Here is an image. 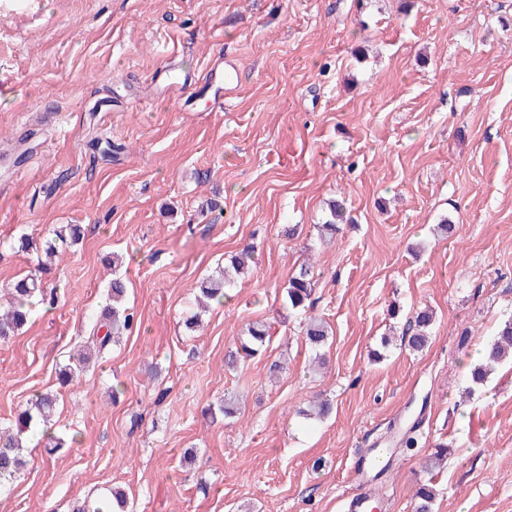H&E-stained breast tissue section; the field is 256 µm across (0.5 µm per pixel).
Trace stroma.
Here are the masks:
<instances>
[{"label": "stroma", "instance_id": "obj_1", "mask_svg": "<svg viewBox=\"0 0 512 512\" xmlns=\"http://www.w3.org/2000/svg\"><path fill=\"white\" fill-rule=\"evenodd\" d=\"M400 4L0 0V290L37 270L21 237L84 229L0 342V427L52 390L64 442L51 457L27 433L0 512H92L118 489L128 512H347L359 493L413 512L425 482L433 512H512V364L465 391L512 315V0ZM228 62L223 106L165 89L168 70ZM332 199L354 223L328 239ZM248 243L254 270L191 333L199 282ZM112 254L136 325L59 386ZM304 263L331 330L319 369L283 307ZM423 306L436 320L415 352L402 332ZM255 321L269 345L227 369ZM317 399L325 418L308 414ZM400 425L418 448H392ZM438 443L448 458L426 470ZM387 447L389 469L361 479L355 450Z\"/></svg>", "mask_w": 512, "mask_h": 512}]
</instances>
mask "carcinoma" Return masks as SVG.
<instances>
[{
    "label": "carcinoma",
    "mask_w": 512,
    "mask_h": 512,
    "mask_svg": "<svg viewBox=\"0 0 512 512\" xmlns=\"http://www.w3.org/2000/svg\"><path fill=\"white\" fill-rule=\"evenodd\" d=\"M330 219L323 224L327 231L336 233L340 231V224L346 221L344 202L332 200L329 202ZM57 242L48 246L45 250L46 261L51 263L56 257V250L68 244H74L82 236V228L79 224H67L55 230ZM253 246L247 245L241 256L232 261V270H224L216 277L203 279L200 285V293L206 304L224 303L226 289L235 283V276L244 272L247 261L250 259ZM316 280L310 267L303 265L292 274L284 287L285 303L293 311L307 312L313 301ZM126 294V286L121 277L112 278V284L108 291V297L112 298L110 307L103 317L97 319L90 331V337L77 353V359L73 366L63 370L60 379L64 383L73 381V378L86 368V364L99 359L106 354L112 344L120 339V336L132 329L135 321L134 314L121 307V301ZM6 305L0 311V341L5 342L18 334L29 318L32 299L37 295H44L41 281L33 275H28L6 289ZM434 322L433 313L427 309L417 310L409 319L402 333L404 346L413 351L423 349L428 342V333ZM304 335L311 348L323 347L329 338L328 325L321 319L310 318L304 326ZM270 341V327L264 323L252 322L246 328V334L240 338V344L236 352L228 355L226 365L235 368L239 355L253 357L257 355ZM512 359V318L502 321L495 336L485 349L483 359L471 366L469 380L474 385H482L486 382L493 366ZM58 397L45 392L35 395L26 408L18 414L15 427L0 431V483L8 482L25 467L23 435L31 428V425L40 421L48 425L53 420ZM414 512H432L434 495L426 486H420L415 493Z\"/></svg>",
    "instance_id": "cac0c4a2"
}]
</instances>
